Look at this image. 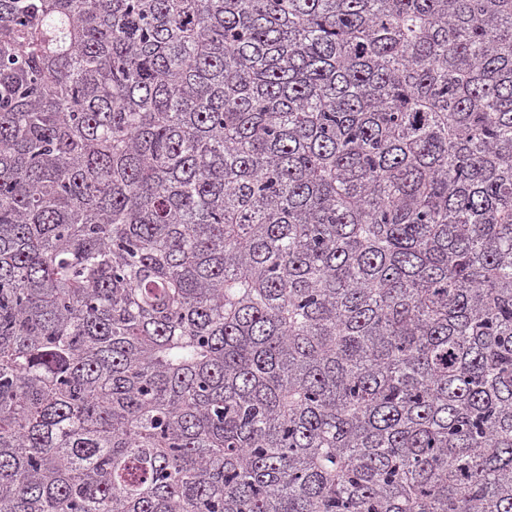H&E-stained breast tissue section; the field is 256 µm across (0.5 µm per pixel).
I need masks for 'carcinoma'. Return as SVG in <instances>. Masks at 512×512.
<instances>
[{
    "label": "carcinoma",
    "mask_w": 512,
    "mask_h": 512,
    "mask_svg": "<svg viewBox=\"0 0 512 512\" xmlns=\"http://www.w3.org/2000/svg\"><path fill=\"white\" fill-rule=\"evenodd\" d=\"M0 512H512V0H0Z\"/></svg>",
    "instance_id": "cac0c4a2"
}]
</instances>
